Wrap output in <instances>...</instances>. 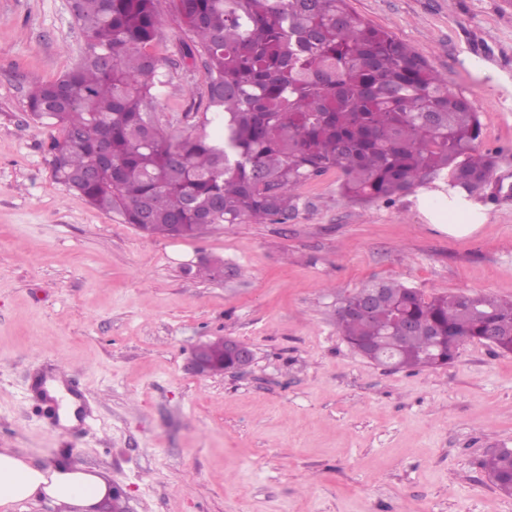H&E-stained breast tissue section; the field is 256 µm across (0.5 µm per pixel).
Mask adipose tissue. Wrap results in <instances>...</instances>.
Listing matches in <instances>:
<instances>
[{
  "mask_svg": "<svg viewBox=\"0 0 512 512\" xmlns=\"http://www.w3.org/2000/svg\"><path fill=\"white\" fill-rule=\"evenodd\" d=\"M430 224L454 238L477 233L485 224L484 208L466 193L449 191L443 205L426 209ZM112 495L110 481L80 466L40 469L10 448H0V507L23 501L50 500L67 512H96Z\"/></svg>",
  "mask_w": 512,
  "mask_h": 512,
  "instance_id": "obj_1",
  "label": "adipose tissue"
}]
</instances>
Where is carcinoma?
Wrapping results in <instances>:
<instances>
[{
  "mask_svg": "<svg viewBox=\"0 0 512 512\" xmlns=\"http://www.w3.org/2000/svg\"><path fill=\"white\" fill-rule=\"evenodd\" d=\"M159 0H76L86 37L78 65L39 83L33 117L57 134L54 179L126 224L196 237L224 224H284L298 189L332 169L351 202H392L439 180L474 193L491 182L495 155L479 149L481 122L416 50L358 17L349 0H170L203 59V120L184 134L152 119L167 73L154 47ZM387 302L368 321L343 308L351 347L404 333L393 369L438 368L459 346L435 332L512 353V301L486 294L425 296L382 281ZM483 468L512 495V448Z\"/></svg>",
  "mask_w": 512,
  "mask_h": 512,
  "instance_id": "cac0c4a2",
  "label": "carcinoma"
}]
</instances>
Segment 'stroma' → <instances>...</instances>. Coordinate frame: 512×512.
Here are the masks:
<instances>
[{"mask_svg":"<svg viewBox=\"0 0 512 512\" xmlns=\"http://www.w3.org/2000/svg\"><path fill=\"white\" fill-rule=\"evenodd\" d=\"M350 7L447 78L512 184V0ZM159 11L170 83L154 118L184 132L205 70ZM85 44L69 0H0V448L107 475L123 512H512L481 467L512 448V354L469 342L447 366L395 371L336 325L337 297L381 280L512 299V197L486 186V223L455 239L414 194L350 203L330 171L300 188L288 223L144 234L54 180L51 130L27 107ZM202 257L223 276L185 273ZM220 336L252 365L194 374L193 345ZM57 369L73 380L69 428L41 396Z\"/></svg>","mask_w":512,"mask_h":512,"instance_id":"1","label":"stroma"}]
</instances>
